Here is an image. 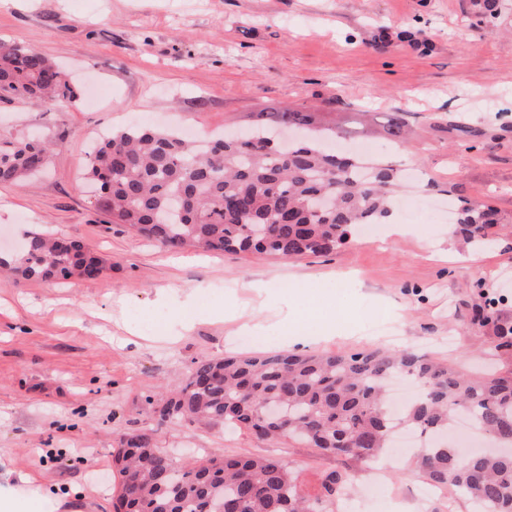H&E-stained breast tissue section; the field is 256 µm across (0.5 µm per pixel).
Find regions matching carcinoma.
Masks as SVG:
<instances>
[{
	"label": "carcinoma",
	"instance_id": "1",
	"mask_svg": "<svg viewBox=\"0 0 512 512\" xmlns=\"http://www.w3.org/2000/svg\"><path fill=\"white\" fill-rule=\"evenodd\" d=\"M46 55L0 43V104L37 98L52 107L79 98ZM380 133L407 141L402 114L385 112ZM336 129L315 112L285 106L258 112L247 133L228 139L187 140L173 130L131 124L112 131L88 155L85 176L99 184V207L128 231L172 251L194 248L258 252L294 258L336 251L361 224L390 213L395 170L381 162L328 153L323 142ZM60 140L0 131V184H16L44 169ZM340 180H333L336 169ZM332 192L334 210L312 211L316 197ZM494 213L478 202L456 209L457 232L489 241ZM16 285L99 278L106 262L78 239L33 231L10 261L0 258ZM496 349L512 350V324L493 321ZM411 378L420 395L399 418L387 405L393 378ZM159 425L184 421L236 425L260 440L297 437L321 452L362 464L388 447L394 421L432 439L416 449L424 479L488 512H512V454L465 455L440 439L464 415L482 432L512 441V374L473 375L460 365L409 349L347 353L274 352L194 360L165 396L146 397ZM276 404L279 413L260 420ZM121 481L115 512H338L352 477L326 471L317 492L306 490L292 463L279 457L202 458L173 466L155 432L123 434L112 449Z\"/></svg>",
	"mask_w": 512,
	"mask_h": 512
}]
</instances>
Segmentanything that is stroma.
I'll list each match as a JSON object with an SVG mask.
<instances>
[{
  "instance_id": "obj_1",
  "label": "stroma",
  "mask_w": 512,
  "mask_h": 512,
  "mask_svg": "<svg viewBox=\"0 0 512 512\" xmlns=\"http://www.w3.org/2000/svg\"><path fill=\"white\" fill-rule=\"evenodd\" d=\"M394 45L375 49L379 28ZM425 30L428 46L399 39ZM0 42L33 46L76 86L64 111L27 99L0 107V130L61 139L46 169L0 184V250L46 230L107 261L87 282L0 283V485L33 476L35 512H112V447L155 430L181 462L276 454L307 490L352 475V512H380L353 459L246 429L156 427L145 402L195 359L306 338L305 352L411 348L469 369L512 372L478 317L487 299L512 324V0H0ZM292 106L352 129L357 111L403 112L416 134L373 157L403 176L402 232L353 238L328 255L174 253L125 231L83 179L92 144L135 121L241 133L253 113ZM469 128L462 140L457 127ZM487 203L498 240L451 235L427 203Z\"/></svg>"
}]
</instances>
